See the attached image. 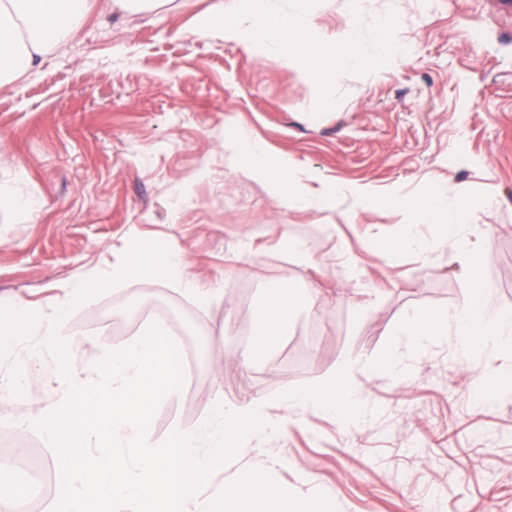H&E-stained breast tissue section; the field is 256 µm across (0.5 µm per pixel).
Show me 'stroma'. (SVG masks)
I'll list each match as a JSON object with an SVG mask.
<instances>
[{
  "label": "stroma",
  "instance_id": "stroma-1",
  "mask_svg": "<svg viewBox=\"0 0 512 512\" xmlns=\"http://www.w3.org/2000/svg\"><path fill=\"white\" fill-rule=\"evenodd\" d=\"M95 2L64 50L0 85V193L36 204L29 213L0 206V297L45 316L73 280L111 267L132 243L183 249L198 284L224 291L209 307L179 284L130 280L71 306L63 321L79 366L135 339L143 310L192 327L175 339L193 347L191 381L159 405L154 439L198 424L215 395L273 397L314 384L345 353L380 357L411 309L465 306L464 272L433 225L417 231L435 261L382 246L404 220L381 202L393 192L482 195L466 221L493 228L481 276L493 303L512 309V18L496 15L493 0H283L285 11L306 8L327 40L353 22L370 43L388 21L407 48L374 74L337 62L323 95L296 67L225 40L221 28L195 32L211 0L144 14ZM233 125L263 141L270 159L312 170V193L343 182L371 189L374 201L285 207L225 148ZM248 236L253 247L240 254ZM289 239L306 243L305 263L289 260ZM349 261L375 291L360 317ZM285 278L323 300L299 314L274 356L243 367L236 353L252 338L238 327L252 325L266 289ZM46 326L35 321L27 345L0 361V382L26 374L0 396L2 440L20 414L66 392L42 344ZM486 372L440 346L418 358L406 386L356 373L372 406L362 423L311 413L243 456L291 491L311 474L333 491L337 512H421L430 502L437 512H512V398L483 402L476 380Z\"/></svg>",
  "mask_w": 512,
  "mask_h": 512
}]
</instances>
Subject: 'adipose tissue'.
I'll return each mask as SVG.
<instances>
[{"instance_id": "adipose-tissue-1", "label": "adipose tissue", "mask_w": 512, "mask_h": 512, "mask_svg": "<svg viewBox=\"0 0 512 512\" xmlns=\"http://www.w3.org/2000/svg\"><path fill=\"white\" fill-rule=\"evenodd\" d=\"M89 0H0V83L21 77L44 55L60 50L85 24ZM219 26L227 40L260 56L293 62L307 82L324 88L330 77L329 59L342 52L346 65L375 70L393 52L389 23H382L374 44H365L356 26L346 28L339 44L323 40L305 11L285 13L279 0H213L197 20L198 31ZM302 299L289 280H281L256 309L259 334L237 354L250 365L275 350L294 324ZM34 316L23 303L0 305V361L12 355L27 334Z\"/></svg>"}]
</instances>
